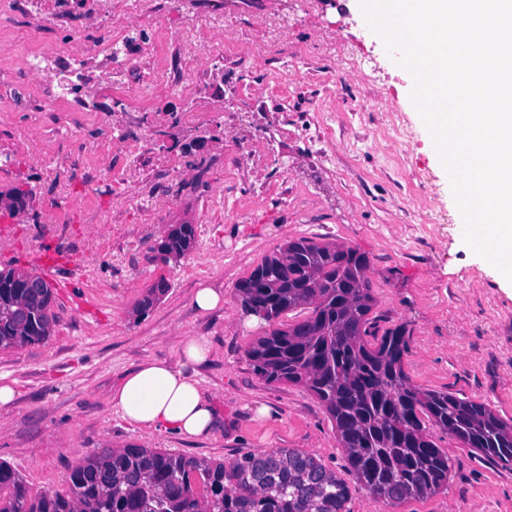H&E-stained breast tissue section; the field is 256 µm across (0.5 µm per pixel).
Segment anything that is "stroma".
<instances>
[{
    "mask_svg": "<svg viewBox=\"0 0 512 512\" xmlns=\"http://www.w3.org/2000/svg\"><path fill=\"white\" fill-rule=\"evenodd\" d=\"M223 2L214 19L191 0L162 17L144 12L147 67L113 84L103 112L42 106V86L14 74L21 51L42 47L34 22L0 21V192H33L20 213H0V267L35 269V256L55 246L77 261L53 290L52 335L0 351V379L17 391L0 408V461L30 495L66 490L72 466L96 449L131 445L227 464L295 448L346 476L322 403L304 386L266 383L247 356L264 329L246 320L236 287L301 237L368 258L379 329L410 331L405 370L414 385L512 418V292L465 244L410 83L356 0ZM213 48L224 52L223 83L171 92L175 62L194 66ZM228 82L235 94H225ZM282 108L319 136H289L273 156L264 131ZM396 118L413 133L406 155L395 149ZM246 139L252 152L238 168L230 160ZM174 224L194 226L193 250L152 261ZM160 278L166 294L136 311ZM202 284L223 293V307H194ZM185 336L211 345L194 371L224 415L223 431L183 439L133 429L112 411L113 389L144 360L178 363ZM427 433L448 455L447 488L388 506L355 483L349 512H512V464L483 459L435 426Z\"/></svg>",
    "mask_w": 512,
    "mask_h": 512,
    "instance_id": "35a3bbf8",
    "label": "stroma"
}]
</instances>
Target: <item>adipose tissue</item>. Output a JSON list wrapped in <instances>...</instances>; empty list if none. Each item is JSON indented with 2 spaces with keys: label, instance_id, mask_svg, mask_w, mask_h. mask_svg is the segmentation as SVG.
<instances>
[{
  "label": "adipose tissue",
  "instance_id": "1",
  "mask_svg": "<svg viewBox=\"0 0 512 512\" xmlns=\"http://www.w3.org/2000/svg\"><path fill=\"white\" fill-rule=\"evenodd\" d=\"M109 402L138 430L197 438L222 425L221 414L195 376L165 360L141 363L113 390Z\"/></svg>",
  "mask_w": 512,
  "mask_h": 512
}]
</instances>
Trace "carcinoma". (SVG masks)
<instances>
[{
	"mask_svg": "<svg viewBox=\"0 0 512 512\" xmlns=\"http://www.w3.org/2000/svg\"><path fill=\"white\" fill-rule=\"evenodd\" d=\"M195 244L191 224L172 226L157 248L168 263ZM244 310L288 305L307 315L269 327L248 350L269 384H300L335 422L348 471L379 501L396 505L448 485V455L426 423L486 458L512 462V420L488 404L414 385L405 371V325L377 334L369 261L353 248L302 237L265 258L237 286ZM24 289L0 288V351L47 339L45 303L24 312ZM350 488L293 448L248 453L229 465L156 448H104L69 474L68 489L29 495L0 462V512H347Z\"/></svg>",
	"mask_w": 512,
	"mask_h": 512,
	"instance_id": "carcinoma-1",
	"label": "carcinoma"
}]
</instances>
